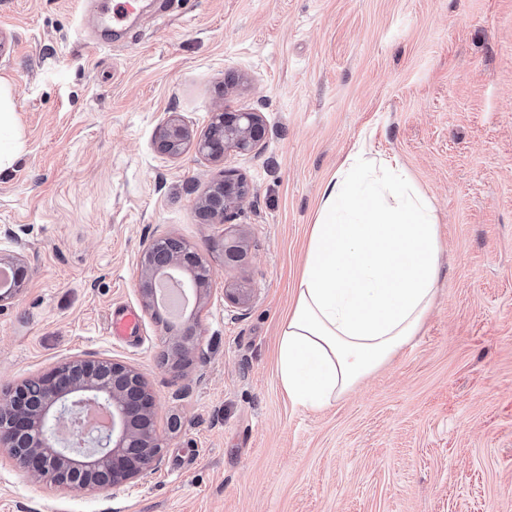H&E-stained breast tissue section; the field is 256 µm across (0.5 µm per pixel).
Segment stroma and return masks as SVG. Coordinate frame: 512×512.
Segmentation results:
<instances>
[{
    "instance_id": "35a3bbf8",
    "label": "stroma",
    "mask_w": 512,
    "mask_h": 512,
    "mask_svg": "<svg viewBox=\"0 0 512 512\" xmlns=\"http://www.w3.org/2000/svg\"><path fill=\"white\" fill-rule=\"evenodd\" d=\"M103 46L85 0H0V78L21 150L0 172V254L31 275L0 303V389L73 357L137 366L160 462L104 491L55 487L0 449V512H512V0H139ZM262 113L257 151L157 152L178 114ZM432 199L439 288L418 335L331 406L277 371L327 180L357 149ZM251 193L226 224L198 210L222 170ZM247 247L224 262L226 234ZM214 269L181 377L143 308L153 240ZM247 288L237 305L228 285ZM138 310L117 342L111 315Z\"/></svg>"
}]
</instances>
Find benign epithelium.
<instances>
[{"label":"benign epithelium","instance_id":"7a95c632","mask_svg":"<svg viewBox=\"0 0 512 512\" xmlns=\"http://www.w3.org/2000/svg\"><path fill=\"white\" fill-rule=\"evenodd\" d=\"M210 124L216 126L195 142L197 152L222 161L229 152L248 153L265 138L259 112L219 109ZM191 140L189 127L170 116L159 128L157 144L164 154H178ZM250 194L248 183L233 170H224L204 200L207 212L228 218ZM247 238L240 233L225 241L231 260L244 253ZM16 275L0 302L13 298L28 282L29 271L20 258L10 260ZM215 272L197 252L175 237L153 241L144 251L139 272L140 293L154 320L168 337L162 363L180 373L182 359L191 355L199 340L197 320L179 326L165 320L155 296L156 285L177 279L184 291L204 299ZM0 401V447L7 450L33 476L70 490H107L144 475L159 461L164 442L152 426L156 398L143 374L134 366L106 358L83 357L58 363L42 375L4 389ZM90 406L105 409L110 425L96 433L73 427L63 436L59 421L76 419Z\"/></svg>","mask_w":512,"mask_h":512}]
</instances>
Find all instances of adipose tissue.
Listing matches in <instances>:
<instances>
[{
	"mask_svg": "<svg viewBox=\"0 0 512 512\" xmlns=\"http://www.w3.org/2000/svg\"><path fill=\"white\" fill-rule=\"evenodd\" d=\"M14 116L12 89L0 81V170L19 148ZM441 251L426 193L398 167L353 154L323 188L281 326L279 377L294 404L328 407L416 336Z\"/></svg>",
	"mask_w": 512,
	"mask_h": 512,
	"instance_id": "1",
	"label": "adipose tissue"
}]
</instances>
